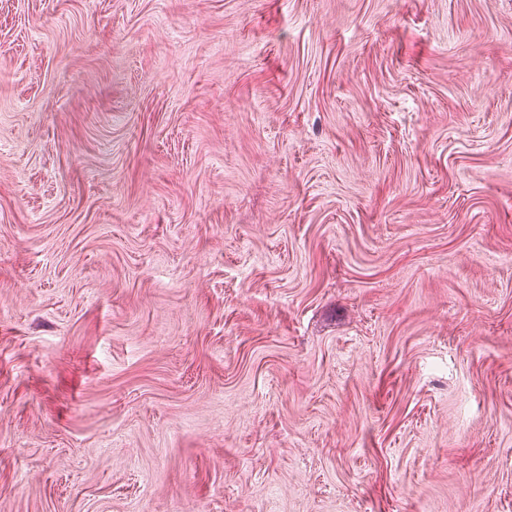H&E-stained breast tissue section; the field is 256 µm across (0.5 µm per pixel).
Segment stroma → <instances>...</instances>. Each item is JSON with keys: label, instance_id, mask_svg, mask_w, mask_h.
<instances>
[{"label": "stroma", "instance_id": "1", "mask_svg": "<svg viewBox=\"0 0 512 512\" xmlns=\"http://www.w3.org/2000/svg\"><path fill=\"white\" fill-rule=\"evenodd\" d=\"M0 512H512V0H0Z\"/></svg>", "mask_w": 512, "mask_h": 512}]
</instances>
